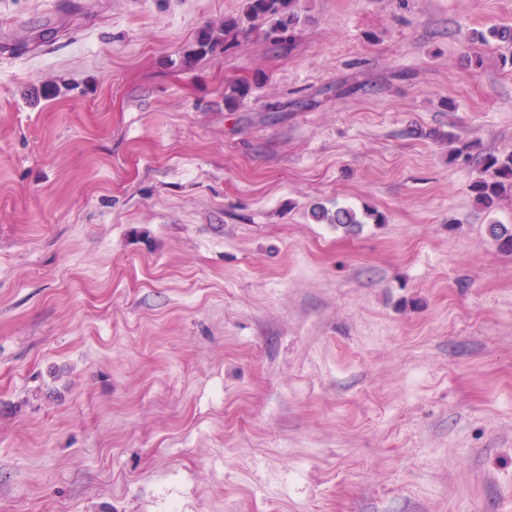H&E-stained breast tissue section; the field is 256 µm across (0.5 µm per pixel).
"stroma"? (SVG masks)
<instances>
[{
    "mask_svg": "<svg viewBox=\"0 0 512 512\" xmlns=\"http://www.w3.org/2000/svg\"><path fill=\"white\" fill-rule=\"evenodd\" d=\"M245 7L0 0V512H512V0ZM294 0H247L245 14L250 20H271L268 35L275 39L282 38L290 28L299 21L292 9ZM486 177L471 186L475 198L486 208L494 207L512 189V155L504 159L496 156L480 160Z\"/></svg>",
    "mask_w": 512,
    "mask_h": 512,
    "instance_id": "stroma-1",
    "label": "stroma"
}]
</instances>
